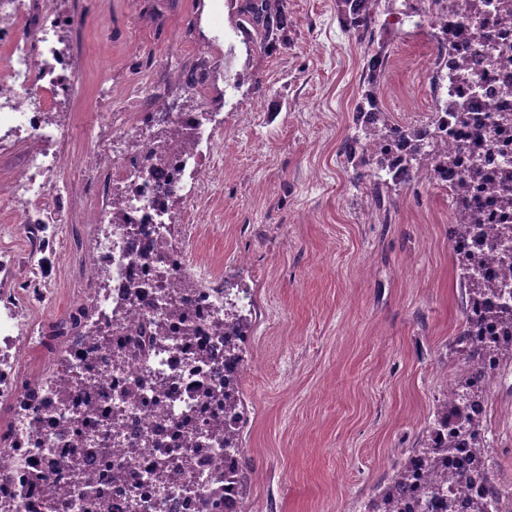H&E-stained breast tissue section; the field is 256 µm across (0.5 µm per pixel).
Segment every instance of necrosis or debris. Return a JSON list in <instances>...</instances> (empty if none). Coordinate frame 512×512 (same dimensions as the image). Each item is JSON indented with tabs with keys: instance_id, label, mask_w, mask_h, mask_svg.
Here are the masks:
<instances>
[{
	"instance_id": "obj_1",
	"label": "necrosis or debris",
	"mask_w": 512,
	"mask_h": 512,
	"mask_svg": "<svg viewBox=\"0 0 512 512\" xmlns=\"http://www.w3.org/2000/svg\"><path fill=\"white\" fill-rule=\"evenodd\" d=\"M511 11L512 0H409L400 11H378L387 31L420 34L437 49L430 65L433 105L417 127L436 134L443 162L433 182L443 188L459 186L452 198L454 221L463 223L473 215L480 219L460 243L461 249L477 254L499 225L512 224V208L500 205L502 183L512 184ZM78 23L72 14L35 10L32 0H0L7 63L0 127L30 145L0 181V210L18 213L29 233L39 238L68 223L75 208L69 186L60 182L68 166L58 149L65 130L48 120L47 95L56 93L66 102L73 97L70 50L63 47L61 33ZM210 85L207 79L186 83L190 109L181 111L164 101L146 120L137 102L155 94L151 83L135 85L121 106L107 94L95 99L97 111L112 117V135L86 154L82 175L126 185L121 223L103 215L97 234L94 264L107 269L109 281L107 287L93 283L80 292L78 304L90 306L93 316L79 331L64 319L19 320L21 296L0 293V314L10 322L7 335L0 336V408L9 419L8 425H0V512H81L88 489L66 467L75 452L84 470L99 476L106 512H206L200 494L216 488L212 463L224 456L222 439L207 428L224 415L217 400L224 381L214 371L224 360V336L213 329L214 320L224 314L223 282L206 285L201 297L188 303L185 315L195 335L169 343L150 364L132 357L123 367H113L111 357L97 349L95 337L104 333L117 344L143 319L169 322L165 293L156 286L158 271L175 279L199 277L189 248L170 245L169 229L194 224L222 147L215 136L209 153H201L196 143L206 118L222 110ZM460 112L467 113V122H458ZM172 125L187 128L193 143L159 145L151 127ZM408 148L404 139L373 135L354 145L353 157L383 159V173L392 180L401 178ZM106 153L112 157L108 174L101 166ZM135 285L142 298L137 308L127 302ZM33 337L44 361L91 377L94 390L60 397L45 384L22 386L21 353ZM203 351L211 362L199 361ZM158 386L165 393L163 403L148 406ZM186 411L196 433L194 491L183 489L175 477L158 480L150 468L157 449L182 455L174 422ZM88 413L92 422L82 437H75L69 421ZM143 435L152 445L141 449L137 463H129L125 450ZM106 459L125 466L124 481L101 478ZM47 460L54 465L48 474L42 469Z\"/></svg>"
}]
</instances>
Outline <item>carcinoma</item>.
Wrapping results in <instances>:
<instances>
[{"label": "carcinoma", "instance_id": "1", "mask_svg": "<svg viewBox=\"0 0 512 512\" xmlns=\"http://www.w3.org/2000/svg\"><path fill=\"white\" fill-rule=\"evenodd\" d=\"M371 0H336L338 17L342 27L350 36L367 48H374L376 39L382 35L378 31V24ZM238 20L236 28L240 30L246 44L257 46L263 51L276 52L288 46V18L286 14V0H240L237 10ZM378 84L376 81L367 83L362 94V100L357 105L353 124L355 134L350 142L357 141L362 132L373 130L381 136L393 135L397 138L406 136L416 138L418 132L412 127L396 126L385 119L383 112H371L367 118H362L363 105L373 102L377 98ZM434 151L427 150V145H416L414 154L408 159L405 167L404 182L385 181L366 170L369 163L358 160L354 163L355 184L369 185V190L376 204H381L383 194L395 190L405 183L417 178L416 171ZM457 266L460 270V284L463 286V299L468 310L475 303H485L484 320L491 323L512 324V309L490 301L493 296L500 295V290L493 285L470 273V269L477 266L480 256L466 254L460 250L455 251ZM157 287L161 288L167 297L171 311L175 312L185 301V296L199 294L201 285L193 280L173 281L162 271L157 275ZM251 319L244 314V308L237 303H230L224 309V318L214 321L216 331H224L235 341L224 345V420L216 424V430L224 438V447L230 452L224 454V464L218 468L217 479L224 480L230 489L236 493L238 502H243L246 488V473L241 465L239 448L242 441V427L244 422V407L240 394V379L245 363L244 341L248 336ZM152 326L141 327L128 339L125 350L111 347L109 339L105 336L99 338L101 347L112 350V363L123 361V353H131L134 348L142 346ZM472 327L463 323L461 330L455 338L457 351L462 356L464 374L455 384L448 386V396L436 410L433 425L429 434L420 442L419 447L412 450V454L403 462L395 465L393 474L383 485L380 491L371 498L365 512H404L406 499L413 493L411 480L418 468L429 471L439 484H448V491L439 486L429 491L430 498L441 502L448 512H456L461 501V495L471 484L478 481L483 486V493L479 499L470 503L472 512H491L490 507L496 506L499 512H509L508 505L512 504V487H505L491 477L490 450L481 435V419L471 416L472 407H481L485 394L494 376L488 375L484 359L493 357L497 363L505 359H512V340L494 341L487 344L475 342L471 335ZM454 431H448V426ZM468 438L471 448L467 449L466 465L461 471L447 472L448 456L455 451L454 441ZM176 469L188 478V484L196 481L193 475V463L190 455L184 454L176 462L165 451L159 453L153 461V470L160 476L166 475L168 470Z\"/></svg>", "mask_w": 512, "mask_h": 512}]
</instances>
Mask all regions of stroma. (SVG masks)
<instances>
[{"label":"stroma","mask_w":512,"mask_h":512,"mask_svg":"<svg viewBox=\"0 0 512 512\" xmlns=\"http://www.w3.org/2000/svg\"><path fill=\"white\" fill-rule=\"evenodd\" d=\"M77 15L64 31L72 52L74 123L60 150L79 165L111 130L94 111L101 88L123 103L152 81L182 103L195 45L212 44V87L225 114L224 154L239 163L213 175L197 226L203 277L250 288L252 326L241 376L247 422L240 456L250 474L244 512H364L365 503L426 436L463 371L454 339L463 323L448 192L427 175L368 211L343 147L365 89L372 52L349 39L336 0H286L288 47L248 48L237 0H35ZM384 110L409 125L430 105L434 49L417 36L385 34ZM81 206L62 233L42 242L49 291L38 316L65 318L95 252L103 182L72 179ZM11 265L0 289L33 279L25 229L0 212V252ZM482 428L492 467L512 484V376L484 396Z\"/></svg>","instance_id":"35a3bbf8"}]
</instances>
